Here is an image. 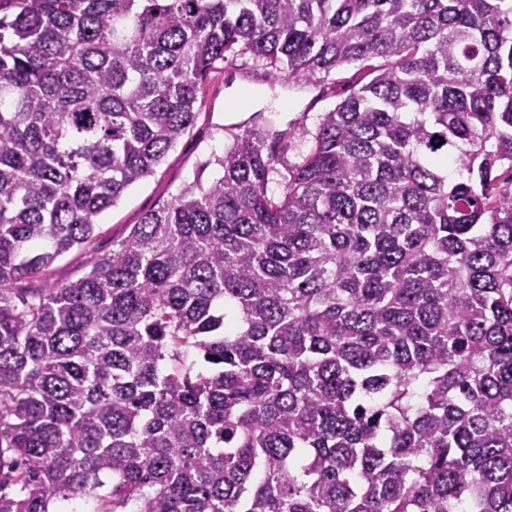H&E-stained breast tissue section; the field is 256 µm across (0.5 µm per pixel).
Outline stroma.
Wrapping results in <instances>:
<instances>
[{
	"mask_svg": "<svg viewBox=\"0 0 512 512\" xmlns=\"http://www.w3.org/2000/svg\"><path fill=\"white\" fill-rule=\"evenodd\" d=\"M366 81L358 66L345 65L300 86H289L255 66L250 56L217 64L211 72L193 125L168 152L154 173L127 190L103 213L94 237L59 257L28 288H55L87 273L119 243L142 217L166 203L197 173L217 175L207 161L223 155L249 129L283 131L292 137L284 161L295 164L314 147L318 117Z\"/></svg>",
	"mask_w": 512,
	"mask_h": 512,
	"instance_id": "obj_1",
	"label": "stroma"
}]
</instances>
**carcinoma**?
Here are the masks:
<instances>
[{
	"label": "carcinoma",
	"instance_id": "1",
	"mask_svg": "<svg viewBox=\"0 0 512 512\" xmlns=\"http://www.w3.org/2000/svg\"><path fill=\"white\" fill-rule=\"evenodd\" d=\"M1 10L0 512H512V0ZM239 54L370 80L299 163L250 130L82 277L16 287Z\"/></svg>",
	"mask_w": 512,
	"mask_h": 512
}]
</instances>
